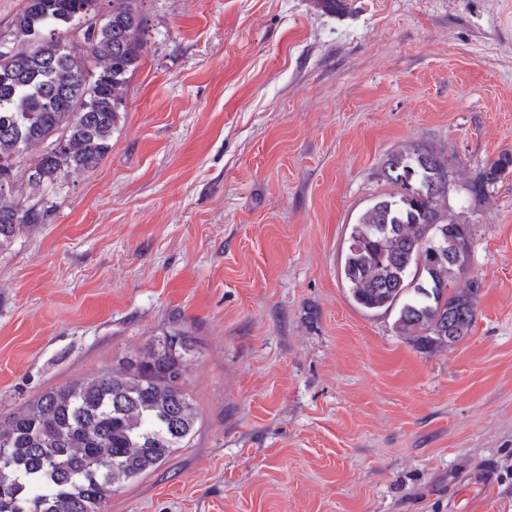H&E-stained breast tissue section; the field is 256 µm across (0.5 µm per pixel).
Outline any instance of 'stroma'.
<instances>
[{
    "label": "stroma",
    "mask_w": 512,
    "mask_h": 512,
    "mask_svg": "<svg viewBox=\"0 0 512 512\" xmlns=\"http://www.w3.org/2000/svg\"><path fill=\"white\" fill-rule=\"evenodd\" d=\"M141 6L111 151L0 252V420L182 330L195 432L104 512H512V173L464 190L512 152V0ZM410 143L448 157L482 284L433 354L340 275ZM512 172V154L505 152L485 167L482 173L465 185L464 189L472 197L486 195L489 187L496 183L507 173Z\"/></svg>",
    "instance_id": "obj_1"
}]
</instances>
